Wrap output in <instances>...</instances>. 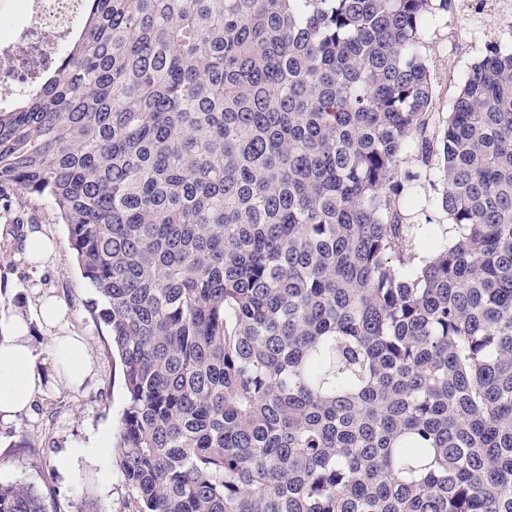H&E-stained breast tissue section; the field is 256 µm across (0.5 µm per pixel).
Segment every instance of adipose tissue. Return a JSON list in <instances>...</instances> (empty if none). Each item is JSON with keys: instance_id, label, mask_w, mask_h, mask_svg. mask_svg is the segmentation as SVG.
<instances>
[{"instance_id": "adipose-tissue-1", "label": "adipose tissue", "mask_w": 512, "mask_h": 512, "mask_svg": "<svg viewBox=\"0 0 512 512\" xmlns=\"http://www.w3.org/2000/svg\"><path fill=\"white\" fill-rule=\"evenodd\" d=\"M65 319V307L53 297L39 298L30 319H12L7 336L0 340V416L31 413L42 394L44 374L32 345L31 322L54 328L48 344L53 368L68 383H82L90 368L88 345L82 337L66 333Z\"/></svg>"}]
</instances>
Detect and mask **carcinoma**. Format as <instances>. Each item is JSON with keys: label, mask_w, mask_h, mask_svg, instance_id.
Listing matches in <instances>:
<instances>
[{"label": "carcinoma", "mask_w": 512, "mask_h": 512, "mask_svg": "<svg viewBox=\"0 0 512 512\" xmlns=\"http://www.w3.org/2000/svg\"><path fill=\"white\" fill-rule=\"evenodd\" d=\"M85 2L0 196L97 296L136 512H512V53L437 122L451 0ZM435 168L451 226L411 224Z\"/></svg>", "instance_id": "cac0c4a2"}]
</instances>
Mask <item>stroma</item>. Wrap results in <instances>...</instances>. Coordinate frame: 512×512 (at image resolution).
Returning a JSON list of instances; mask_svg holds the SVG:
<instances>
[{
    "mask_svg": "<svg viewBox=\"0 0 512 512\" xmlns=\"http://www.w3.org/2000/svg\"><path fill=\"white\" fill-rule=\"evenodd\" d=\"M512 51V13L490 5L484 13L471 10L470 0H455L452 11L429 20L421 48L436 80L435 110L447 116L471 66L487 44ZM33 226L52 237L57 254L46 265L26 261L21 252L25 227ZM48 292L68 307L70 329L88 344L92 371L81 387L51 380L35 412L0 422V482L21 481L42 494L48 512H83L93 503L102 512H131V495L119 480L111 454L79 461L70 472H59L58 456L70 448L101 438L111 446L116 420L124 403L122 373L112 357L108 332L89 306L92 288L75 266L67 230L52 205L19 196L0 213V332L14 315H30L36 299Z\"/></svg>",
    "mask_w": 512,
    "mask_h": 512,
    "instance_id": "stroma-1",
    "label": "stroma"
}]
</instances>
